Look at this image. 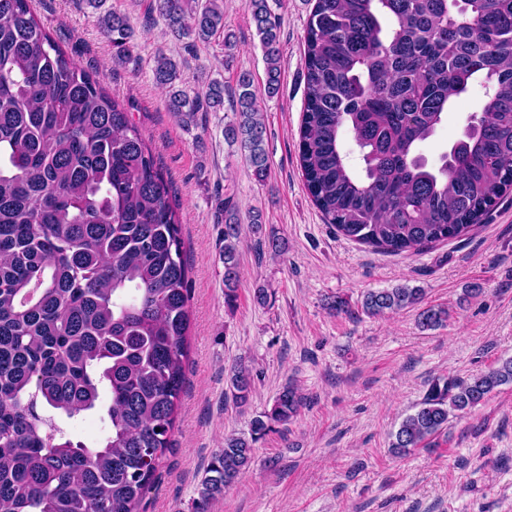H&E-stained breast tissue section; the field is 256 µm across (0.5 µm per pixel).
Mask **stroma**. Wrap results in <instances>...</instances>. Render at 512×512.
Wrapping results in <instances>:
<instances>
[{"label": "stroma", "instance_id": "35a3bbf8", "mask_svg": "<svg viewBox=\"0 0 512 512\" xmlns=\"http://www.w3.org/2000/svg\"><path fill=\"white\" fill-rule=\"evenodd\" d=\"M147 3L106 0L136 32L123 63L114 60L84 0L31 3L55 43L126 104L182 215L191 288L186 379L172 446L144 500L146 512H196L225 435L248 431L290 382L304 397L299 413L255 444L249 471L206 512H512V385L451 417L434 449L404 457L389 451L391 433L434 379L466 378L512 357V193L467 236L414 254H385L345 238L313 205L298 164L305 26L315 0H268L281 22V85L272 97L245 0H224V31L237 43L230 57L219 38L186 50L162 22L148 23ZM159 52L178 63L192 88L218 80L230 92L240 73L251 74L266 125L265 181L255 179L239 145L224 139L231 110L198 113L187 126L176 121L168 91L153 76ZM483 96L475 85L450 107L419 149L428 166L462 137ZM228 193L241 224V281L231 304L224 301L219 205ZM272 235L285 242L281 255L268 247ZM399 284L424 288L425 304L449 307L446 326L418 329L413 309L363 313L366 292ZM473 284L481 294L463 299ZM260 288L267 292L263 304L255 297ZM339 298L347 312L335 313ZM239 364L253 375L241 407L230 392Z\"/></svg>", "mask_w": 512, "mask_h": 512}]
</instances>
